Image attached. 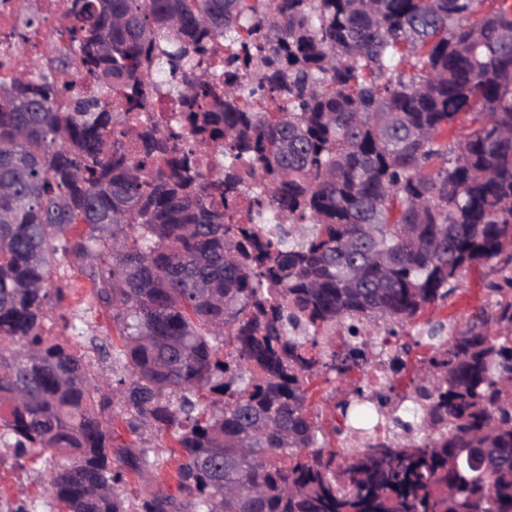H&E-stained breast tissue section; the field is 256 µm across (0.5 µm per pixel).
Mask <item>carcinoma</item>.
I'll list each match as a JSON object with an SVG mask.
<instances>
[{"label": "carcinoma", "mask_w": 512, "mask_h": 512, "mask_svg": "<svg viewBox=\"0 0 512 512\" xmlns=\"http://www.w3.org/2000/svg\"><path fill=\"white\" fill-rule=\"evenodd\" d=\"M66 19L57 56L0 83V407L16 456L63 454L51 505L512 512V4L70 0ZM73 57L86 94L60 81ZM70 257L125 377L45 335ZM473 266L490 306L398 345L387 394L351 391L377 404L365 448L326 449L355 405L326 431L306 383L368 358L323 335L387 343ZM122 422L170 436L176 493H118L166 462Z\"/></svg>", "instance_id": "cac0c4a2"}]
</instances>
